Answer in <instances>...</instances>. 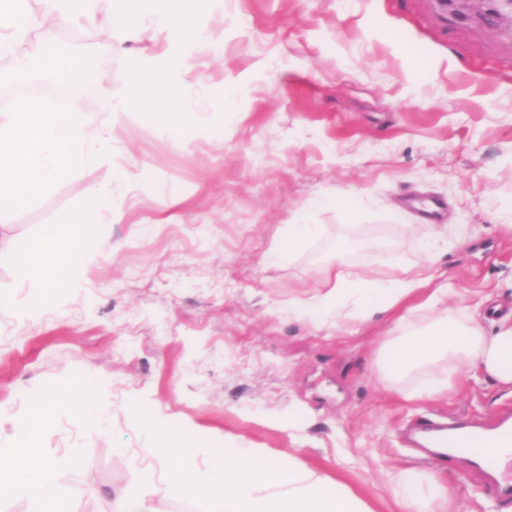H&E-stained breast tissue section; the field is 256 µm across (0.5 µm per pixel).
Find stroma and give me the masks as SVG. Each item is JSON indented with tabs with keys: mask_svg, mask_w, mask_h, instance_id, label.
Masks as SVG:
<instances>
[{
	"mask_svg": "<svg viewBox=\"0 0 512 512\" xmlns=\"http://www.w3.org/2000/svg\"><path fill=\"white\" fill-rule=\"evenodd\" d=\"M478 9L459 0L443 23L431 0H225L205 26L213 50L183 75L201 124L176 143L128 116L111 154L0 229V248L25 252L88 187L111 186L123 203L85 289L62 294L21 334L0 312V448L12 447L14 421L37 397L90 378L110 407L107 426L62 408L37 439L72 512H114L144 492V466L164 476L135 403L198 442L203 467L227 447L264 448L369 512H405L389 479L405 468L446 486L452 512H496L476 476L428 461L404 434L423 416L490 420L512 407V390L464 365L448 393L408 398L375 365L395 317L351 334L288 308L336 265L356 277L397 265L412 276L426 264L448 311L475 316L485 334L495 331L487 308H512V24L481 21ZM159 45L117 48L85 26L57 29L56 48L92 61L67 107L101 111L105 91L125 88L129 55ZM232 82L244 90L227 120ZM143 169L154 194L114 181ZM297 220L319 236L266 262ZM438 224L474 232L459 240ZM73 447L83 467L63 465Z\"/></svg>",
	"mask_w": 512,
	"mask_h": 512,
	"instance_id": "obj_1",
	"label": "stroma"
}]
</instances>
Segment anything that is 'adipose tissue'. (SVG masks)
<instances>
[{"mask_svg": "<svg viewBox=\"0 0 512 512\" xmlns=\"http://www.w3.org/2000/svg\"><path fill=\"white\" fill-rule=\"evenodd\" d=\"M28 27L23 0H0V56L14 53ZM122 205L111 191L90 189L81 205L63 224L51 227L40 239L37 251L15 253L0 250V267L11 268L24 291L0 292V311L23 319L36 318L49 304L59 302L63 290L81 288L82 272L99 257L96 246L108 224L118 219ZM431 274L417 278L354 279L337 276L328 282L324 294L295 303L298 315L310 317L315 326L327 324L349 332L359 331L375 314H387L410 299L425 295L436 303L439 289L433 288ZM497 330L485 335L470 320L441 316L420 330L403 328L381 354L376 365L392 385L417 380L412 395L427 399L451 388L459 364H475L500 385L512 386V311L497 313ZM441 375H431V368ZM70 408L86 420L103 424L109 409L99 397L93 381L84 379L63 384ZM61 393V394H62ZM18 444L0 448V495L22 496L31 512H70L58 491L55 462L41 458L33 446L40 430L37 417L18 419L14 424ZM390 480L401 491L406 512H435L448 502L446 488L438 483L421 487L409 471H395Z\"/></svg>", "mask_w": 512, "mask_h": 512, "instance_id": "1", "label": "adipose tissue"}]
</instances>
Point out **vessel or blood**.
<instances>
[{
	"label": "vessel or blood",
	"mask_w": 512,
	"mask_h": 512,
	"mask_svg": "<svg viewBox=\"0 0 512 512\" xmlns=\"http://www.w3.org/2000/svg\"><path fill=\"white\" fill-rule=\"evenodd\" d=\"M409 441L414 447L427 449L429 460L440 464L467 460L484 474V491L490 501L512 503V411L489 426L461 417L445 421L421 418L412 424Z\"/></svg>",
	"instance_id": "1"
}]
</instances>
